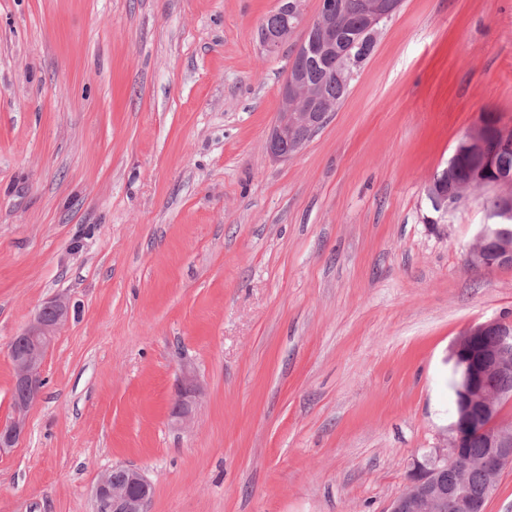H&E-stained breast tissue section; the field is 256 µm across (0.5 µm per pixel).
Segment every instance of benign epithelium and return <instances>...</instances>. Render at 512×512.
<instances>
[{"label":"benign epithelium","mask_w":512,"mask_h":512,"mask_svg":"<svg viewBox=\"0 0 512 512\" xmlns=\"http://www.w3.org/2000/svg\"><path fill=\"white\" fill-rule=\"evenodd\" d=\"M400 6V0H359L363 33L374 39L380 27L389 21ZM279 8L290 12L293 30L315 33L326 54L327 70L336 75V38L342 30L335 0H323L317 16L304 20L301 0H279ZM264 49L273 53L288 37V31L258 30ZM281 112L266 142L269 155L286 160L299 152L325 124L327 113L311 111L312 89L301 74L289 72L280 89ZM512 149V130L494 112H483L457 143L454 154H469L475 163L492 173L485 188L498 191V219L481 225L476 242L468 252V265L492 271L512 266V180L495 177L496 149ZM426 196L432 199L438 215L426 218L433 230L447 223L461 204L455 196L430 183ZM69 307L59 298L44 305L34 315L23 332L11 343L14 365V386L25 392L16 402L12 421L0 426V448L14 447L22 437L29 410L42 392L45 359L55 337L66 323ZM448 362L461 371L458 382L460 398L456 419L448 425L437 444L426 451L422 459L414 460L409 471L406 491L391 503L389 512H484L485 499L468 492L472 472L485 475L486 491H491L499 472L512 464V421L502 419L503 402L512 399L499 387V381L512 377V320L497 316L468 326L451 343ZM202 386L196 376L186 370L180 379L172 402L170 419L186 426L193 418V406L199 399ZM475 436L485 443L482 456L462 460L463 449ZM440 472L448 473V486L435 481ZM153 487L143 472L124 467L122 472L112 468L97 481L94 492V512H148Z\"/></svg>","instance_id":"1"}]
</instances>
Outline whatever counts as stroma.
Returning <instances> with one entry per match:
<instances>
[{"label": "stroma", "mask_w": 512, "mask_h": 512, "mask_svg": "<svg viewBox=\"0 0 512 512\" xmlns=\"http://www.w3.org/2000/svg\"><path fill=\"white\" fill-rule=\"evenodd\" d=\"M276 0H0V425L13 338L66 299L0 512H387L453 408L448 346L512 315L426 188L480 113L512 127V0H403L293 158L266 138L298 46ZM203 393L170 425L183 369ZM286 23V20L284 16L281 13L273 12L272 14L268 15L264 20L262 25L265 26L259 27L258 35L261 45L264 47V49L269 53H274L277 51L280 47V44L285 41L288 37V26L286 30H283L281 32H278V30L281 27H284ZM117 467L105 471L94 492V512H148L153 487L139 469Z\"/></svg>", "instance_id": "stroma-1"}]
</instances>
